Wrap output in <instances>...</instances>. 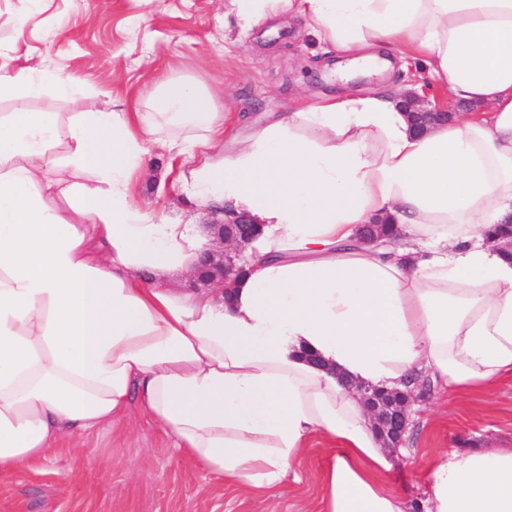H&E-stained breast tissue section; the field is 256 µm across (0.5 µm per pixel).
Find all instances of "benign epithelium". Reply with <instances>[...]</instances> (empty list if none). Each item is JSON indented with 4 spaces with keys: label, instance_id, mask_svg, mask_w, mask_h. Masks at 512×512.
Returning <instances> with one entry per match:
<instances>
[{
    "label": "benign epithelium",
    "instance_id": "7a95c632",
    "mask_svg": "<svg viewBox=\"0 0 512 512\" xmlns=\"http://www.w3.org/2000/svg\"><path fill=\"white\" fill-rule=\"evenodd\" d=\"M401 106L408 110L411 124L418 131L425 130L431 124V117L446 122L454 116L452 112H444L425 105L424 100L416 95L401 97ZM207 228L211 237L210 247L201 255L199 265L216 270L218 274L210 280H197V283L205 288L222 286L230 275L236 273L237 254L230 251L229 247L242 248L254 238L255 233L254 224L249 216L226 209L212 211ZM357 392L361 394L365 407L387 447H398L410 425L409 397L399 400L394 398L392 392L365 385L357 386Z\"/></svg>",
    "mask_w": 512,
    "mask_h": 512
}]
</instances>
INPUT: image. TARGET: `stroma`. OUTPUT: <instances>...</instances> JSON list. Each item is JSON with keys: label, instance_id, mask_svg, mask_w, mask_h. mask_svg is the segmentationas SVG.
Returning a JSON list of instances; mask_svg holds the SVG:
<instances>
[{"label": "stroma", "instance_id": "35a3bbf8", "mask_svg": "<svg viewBox=\"0 0 512 512\" xmlns=\"http://www.w3.org/2000/svg\"><path fill=\"white\" fill-rule=\"evenodd\" d=\"M226 0H0V66L48 71L70 81L82 109L99 112L145 99L165 77L191 78L218 94L225 125L245 135L303 101L348 89L392 93L427 78L422 58L394 60L381 75L342 82V57L287 20L241 28ZM25 106L69 115L55 86L17 103L0 95V114ZM140 196L167 220L206 224L205 209L179 193L176 160L145 144ZM414 457L399 460L388 483L410 499L422 492L432 456L464 446L512 445V377L458 398L431 392L413 410ZM329 441L310 440L301 464L276 487H229L175 447L139 404L110 426L61 442L35 463L0 476V512H321Z\"/></svg>", "mask_w": 512, "mask_h": 512}]
</instances>
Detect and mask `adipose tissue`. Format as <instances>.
I'll return each mask as SVG.
<instances>
[{
  "label": "adipose tissue",
  "instance_id": "ef3b65f1",
  "mask_svg": "<svg viewBox=\"0 0 512 512\" xmlns=\"http://www.w3.org/2000/svg\"><path fill=\"white\" fill-rule=\"evenodd\" d=\"M229 2L246 27L303 18L354 69L384 68L378 46L423 56L465 110L418 135L359 88L241 138L211 90L166 79L131 112L1 113L0 473L136 401L229 485L278 484L320 436L339 445L323 512H512V447L437 456L416 502L385 486L396 453L355 390L512 377V256L487 238L512 219V0ZM46 83L70 91L0 69L20 100ZM152 136L185 157L188 201L257 226L230 290L168 287L210 241L139 205ZM376 219L391 234L361 240Z\"/></svg>",
  "mask_w": 512,
  "mask_h": 512
}]
</instances>
